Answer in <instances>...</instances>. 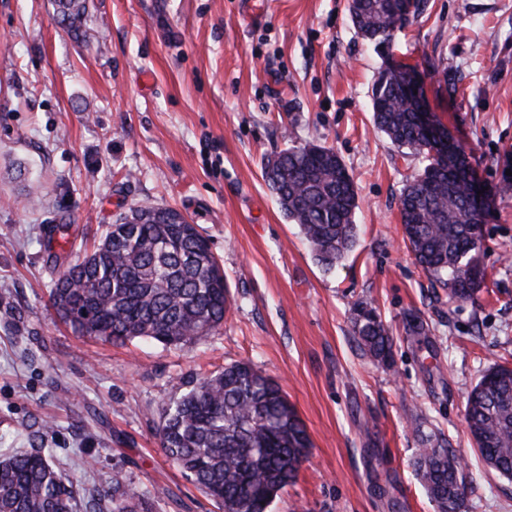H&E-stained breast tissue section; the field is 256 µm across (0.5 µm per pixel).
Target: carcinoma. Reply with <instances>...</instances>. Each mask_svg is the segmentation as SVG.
Here are the masks:
<instances>
[{
  "label": "carcinoma",
  "instance_id": "1",
  "mask_svg": "<svg viewBox=\"0 0 512 512\" xmlns=\"http://www.w3.org/2000/svg\"><path fill=\"white\" fill-rule=\"evenodd\" d=\"M56 12L80 36L84 0H54ZM421 14L408 0H359L353 26L377 50ZM390 62L371 95L376 129L423 167L404 188L399 209L415 261L448 299L464 303L480 291L483 243L476 198L459 146L447 152L417 124L404 74ZM263 178L315 260L330 271L357 240L354 181L326 146H292L268 159ZM61 218L45 229L52 273L49 300L79 336L114 344L152 339L181 347L224 323V270L208 240L181 212L141 205L107 225L87 251ZM361 350L382 369L392 363L393 338L376 309L354 308ZM465 421L486 464L512 480V365L493 364L471 390ZM157 434L165 455L223 512H267L297 476L311 446L307 429L281 386L247 362L199 377L162 408ZM416 474L438 512L466 507L464 466L438 437L415 449ZM78 479L60 469L49 448L0 454V512H77ZM150 493L112 474V494H99L97 512H151Z\"/></svg>",
  "mask_w": 512,
  "mask_h": 512
}]
</instances>
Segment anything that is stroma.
<instances>
[{"instance_id": "35a3bbf8", "label": "stroma", "mask_w": 512, "mask_h": 512, "mask_svg": "<svg viewBox=\"0 0 512 512\" xmlns=\"http://www.w3.org/2000/svg\"><path fill=\"white\" fill-rule=\"evenodd\" d=\"M424 4L392 56L487 189L472 303L449 302L404 240L399 199L420 163L373 125L382 59L348 0H86L79 38L53 0H0V449L33 448L51 420L42 445L82 488L118 471L152 512H219L155 429L193 379L248 361L312 442L271 512H436L412 465L433 433L467 465L468 512H512V482L464 420L481 374L512 363V193L496 191L512 154V0ZM305 144L333 148L358 195L356 245L330 271L262 176ZM144 204L199 224L224 267L223 327L181 350L78 336L49 302L44 226L68 216L91 241ZM360 301L392 331L389 370L353 337Z\"/></svg>"}]
</instances>
